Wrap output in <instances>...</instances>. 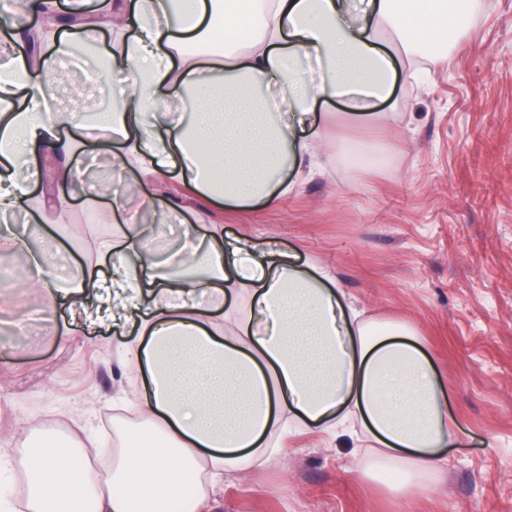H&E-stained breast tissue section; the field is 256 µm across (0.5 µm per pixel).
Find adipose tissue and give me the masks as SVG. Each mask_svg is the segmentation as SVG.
<instances>
[{
	"mask_svg": "<svg viewBox=\"0 0 512 512\" xmlns=\"http://www.w3.org/2000/svg\"><path fill=\"white\" fill-rule=\"evenodd\" d=\"M452 7L460 23L430 32L428 41L467 42L469 18L491 2L431 0L432 15ZM32 14L47 19L38 34L49 54L0 58L1 216L46 207L28 192L39 168L21 159L61 157L57 177L69 180L95 131L117 139L113 165L121 171L148 176L177 165L188 194L272 206L290 189L285 174L300 173L311 150L297 131L312 104L343 99L359 119L391 95L395 79L417 80L419 42L400 18L399 0H251L244 55L229 40L213 45L225 0H119L96 24L116 34L112 66L126 74L124 91L103 111L53 113L43 106L46 81L83 37L61 35L55 0H22L6 42ZM386 39L410 62L403 74L377 48ZM309 57L320 65L315 81L296 65ZM173 100L182 114L169 111ZM64 124L74 136H58ZM210 233L209 244L161 270L146 231L127 215L105 248L117 273L105 279L88 270L64 289L73 301L95 296L113 326L137 323L125 355L149 388L141 424L117 433L106 461L96 462L95 440L41 428L19 457H1L24 477V512H79L83 499L94 500L97 512H153L161 501L204 512L213 481L264 466L262 447L287 419L314 433L358 421L382 454L412 464L393 487L400 494L457 447L461 426L448 412L446 389L405 323L360 320L316 268L245 238L224 243L219 224ZM201 292L223 307L231 338L217 337L209 311L194 306Z\"/></svg>",
	"mask_w": 512,
	"mask_h": 512,
	"instance_id": "obj_1",
	"label": "adipose tissue"
}]
</instances>
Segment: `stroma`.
<instances>
[{
  "label": "stroma",
  "mask_w": 512,
  "mask_h": 512,
  "mask_svg": "<svg viewBox=\"0 0 512 512\" xmlns=\"http://www.w3.org/2000/svg\"><path fill=\"white\" fill-rule=\"evenodd\" d=\"M92 68L59 61L67 92L51 96L52 105L75 111L107 100L118 77L88 82ZM385 107L387 124L354 120L334 100L316 103L329 162L274 206L233 210L185 196L174 172H112L109 144L90 146L73 181L43 162L30 191H51L57 208L0 223L24 241L17 256H0V267L42 251L55 270L47 287L0 288V312L19 324L12 351L0 353V448H25L37 427L78 441L102 435L143 392L120 351L134 327L88 323L67 300L56 319L42 316L48 288L68 287L88 268L112 274L100 249L121 217L110 200L90 197L108 174L142 225L160 224L148 241L160 263L181 249L184 225L203 237L220 224L225 240L272 244L323 270L363 318L406 322L463 426L464 446L449 450L446 470L422 475L416 494L357 479L356 452L335 435L293 433L265 469L226 477L211 512H512V0H491L472 19L469 41L431 64L423 87L397 84ZM340 142L389 161L345 168L334 152ZM146 196L153 207H143ZM64 325L70 335H61Z\"/></svg>",
  "instance_id": "obj_1"
}]
</instances>
